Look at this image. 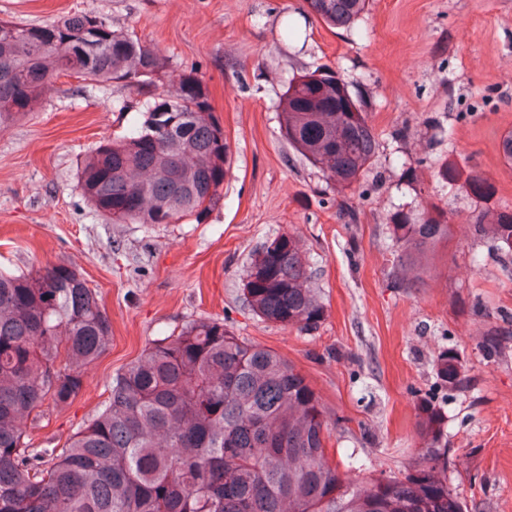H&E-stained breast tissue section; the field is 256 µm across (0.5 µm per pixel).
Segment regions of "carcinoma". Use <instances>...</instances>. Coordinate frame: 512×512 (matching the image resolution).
Wrapping results in <instances>:
<instances>
[{
    "label": "carcinoma",
    "mask_w": 512,
    "mask_h": 512,
    "mask_svg": "<svg viewBox=\"0 0 512 512\" xmlns=\"http://www.w3.org/2000/svg\"><path fill=\"white\" fill-rule=\"evenodd\" d=\"M325 23L351 27L369 0H304ZM158 87L159 50L95 14H74L0 34V130L37 109L60 75ZM171 79V78H169ZM143 105L126 132L87 156L77 188L114 224L200 220L224 197L230 146L207 85L193 73ZM178 120L168 125L166 114ZM288 145L340 191L371 164L375 133L362 100L328 68L290 80L278 103ZM438 179L476 199L491 186L475 169L434 162ZM392 268L418 261L452 234L435 203L398 213ZM474 231L512 254V212L485 211ZM243 298L263 320L302 334L324 320L297 239L266 241L246 262ZM512 329L481 336L497 355ZM112 341V322L86 281L66 265L0 269V512H464L448 487L447 421L418 403L422 463L358 484L329 456V424L307 377L278 352L218 320H199L146 347L112 379L99 413L58 450L26 441L24 421L75 399L84 370ZM440 385H466L452 349L436 358Z\"/></svg>",
    "instance_id": "cac0c4a2"
}]
</instances>
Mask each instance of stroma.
I'll list each match as a JSON object with an SVG mask.
<instances>
[{
  "label": "stroma",
  "instance_id": "obj_1",
  "mask_svg": "<svg viewBox=\"0 0 512 512\" xmlns=\"http://www.w3.org/2000/svg\"><path fill=\"white\" fill-rule=\"evenodd\" d=\"M300 0H0V20L45 24L93 13L158 48L172 74L207 84L232 166L224 199L202 221L115 224L76 184L85 156L121 135L140 91L62 77L38 111L0 132V268H74L112 320V342L73 402L28 426L35 448H59L104 401L113 377L143 348L193 321L222 320L274 350L322 398L329 445L343 477L361 482L419 460L418 402L448 421V486L468 512H512V339L494 357L483 330L512 316V259L478 236L474 210H512V165L499 145L512 131V0H371L355 28H331ZM300 36H282L285 20ZM328 67L358 95L376 149L350 191L358 218L336 215L340 196L285 141L277 103L288 82ZM124 100L128 111L117 112ZM483 172L494 194L478 203L437 178L434 162ZM434 202L454 219L398 287L391 275L397 212ZM282 233L299 237L325 305L308 334L266 322L247 306L249 256ZM466 387L438 384L445 349Z\"/></svg>",
  "mask_w": 512,
  "mask_h": 512
}]
</instances>
